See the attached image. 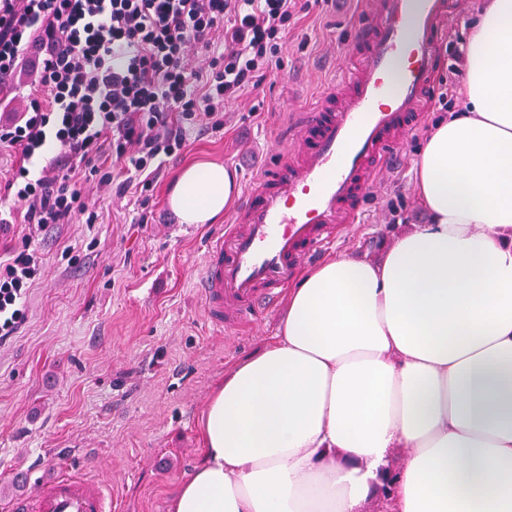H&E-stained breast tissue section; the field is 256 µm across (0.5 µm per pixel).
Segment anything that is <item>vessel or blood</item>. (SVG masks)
I'll return each mask as SVG.
<instances>
[{"instance_id": "vessel-or-blood-1", "label": "vessel or blood", "mask_w": 512, "mask_h": 512, "mask_svg": "<svg viewBox=\"0 0 512 512\" xmlns=\"http://www.w3.org/2000/svg\"><path fill=\"white\" fill-rule=\"evenodd\" d=\"M359 64L339 72L302 113L275 168L243 191L239 210L207 245L198 291L208 323L231 333L273 309L293 269L336 244L376 174L397 164L441 69L453 0H364ZM11 512H112L106 483L60 475Z\"/></svg>"}]
</instances>
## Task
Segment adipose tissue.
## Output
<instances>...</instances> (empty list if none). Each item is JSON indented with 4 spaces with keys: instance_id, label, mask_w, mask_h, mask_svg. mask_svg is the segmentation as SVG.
Wrapping results in <instances>:
<instances>
[{
    "instance_id": "1",
    "label": "adipose tissue",
    "mask_w": 512,
    "mask_h": 512,
    "mask_svg": "<svg viewBox=\"0 0 512 512\" xmlns=\"http://www.w3.org/2000/svg\"><path fill=\"white\" fill-rule=\"evenodd\" d=\"M461 94L421 151L428 222L298 274L278 336L213 387L171 512H362L388 479L391 512H512V0H484ZM236 196L200 162L168 205L207 224Z\"/></svg>"
}]
</instances>
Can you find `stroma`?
I'll return each instance as SVG.
<instances>
[{
	"mask_svg": "<svg viewBox=\"0 0 512 512\" xmlns=\"http://www.w3.org/2000/svg\"><path fill=\"white\" fill-rule=\"evenodd\" d=\"M480 5L468 0L448 22L439 90L460 92V57ZM360 7L310 0L289 28L279 65L227 106L223 130L189 131L182 157L150 188L122 197L91 190L95 227L75 219L40 244L44 273L29 291L27 317L0 343V512L62 473L109 483L118 512H169L173 489L200 459L199 421L211 389L277 335L286 306L235 336L210 328L193 283L224 223H180L167 196L192 163L223 162L242 187L273 163L268 149L284 141L295 112L350 65L343 52L358 35ZM442 117L427 104L403 140L404 164L376 176L360 223L337 232L336 253L377 259L400 231L425 223L415 168ZM70 246L93 252L72 267L62 255Z\"/></svg>",
	"mask_w": 512,
	"mask_h": 512,
	"instance_id": "35a3bbf8",
	"label": "stroma"
}]
</instances>
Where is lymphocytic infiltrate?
Returning <instances> with one entry per match:
<instances>
[{
  "label": "lymphocytic infiltrate",
  "mask_w": 512,
  "mask_h": 512,
  "mask_svg": "<svg viewBox=\"0 0 512 512\" xmlns=\"http://www.w3.org/2000/svg\"><path fill=\"white\" fill-rule=\"evenodd\" d=\"M297 0H0V91L29 79V101L0 122L18 146L0 231L52 235L78 215L95 224L79 183L118 193L150 186L179 159L188 129L219 131L224 110L277 59ZM59 149L45 152L47 140ZM36 252L0 260V341L26 318L41 276Z\"/></svg>",
  "instance_id": "f902f5d3"
}]
</instances>
